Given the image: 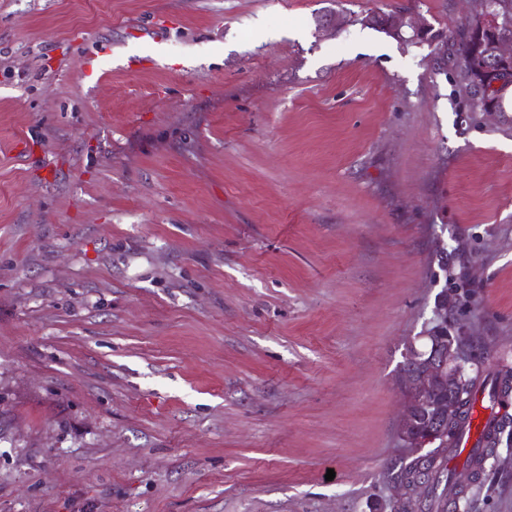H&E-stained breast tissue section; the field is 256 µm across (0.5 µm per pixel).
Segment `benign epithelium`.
<instances>
[{
  "label": "benign epithelium",
  "instance_id": "obj_1",
  "mask_svg": "<svg viewBox=\"0 0 512 512\" xmlns=\"http://www.w3.org/2000/svg\"><path fill=\"white\" fill-rule=\"evenodd\" d=\"M474 15L467 29L479 31L492 36L500 26V15L492 9L488 0H472ZM466 337L461 335L448 337L445 345H436L429 356L417 353L410 361L418 366V372L409 383V391L403 401L401 422L406 424L412 418L413 410L427 409L426 417L433 420V427L427 438L422 439L405 430L401 431V440L414 449L415 455L424 462L435 457L434 450L426 449V445L438 440L446 441L450 423L457 418L461 408L458 401V388L463 376L468 372L472 357L464 346ZM400 494L394 504H379L375 512H397L403 499L421 492L423 484L415 486H399Z\"/></svg>",
  "mask_w": 512,
  "mask_h": 512
}]
</instances>
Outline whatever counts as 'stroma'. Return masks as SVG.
Instances as JSON below:
<instances>
[{"label":"stroma","instance_id":"obj_1","mask_svg":"<svg viewBox=\"0 0 512 512\" xmlns=\"http://www.w3.org/2000/svg\"><path fill=\"white\" fill-rule=\"evenodd\" d=\"M369 13L472 5L0 0V512H371L440 298L512 371V109Z\"/></svg>","mask_w":512,"mask_h":512}]
</instances>
